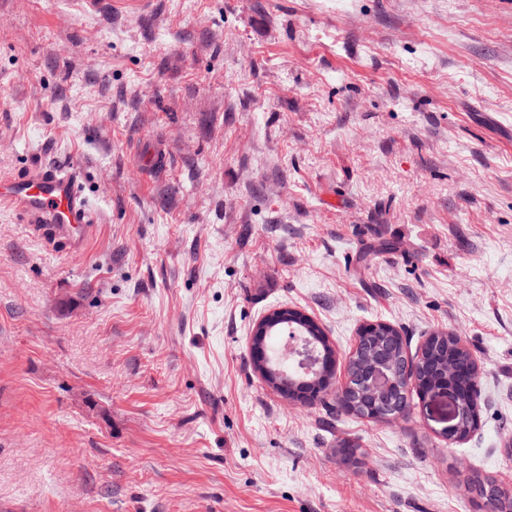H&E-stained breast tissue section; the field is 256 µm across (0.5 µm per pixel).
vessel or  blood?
<instances>
[{"label": "vessel or blood", "instance_id": "1", "mask_svg": "<svg viewBox=\"0 0 512 512\" xmlns=\"http://www.w3.org/2000/svg\"><path fill=\"white\" fill-rule=\"evenodd\" d=\"M0 201L13 204L27 223L70 247H82L93 234L94 209L69 169L36 168L20 176L0 177Z\"/></svg>", "mask_w": 512, "mask_h": 512}]
</instances>
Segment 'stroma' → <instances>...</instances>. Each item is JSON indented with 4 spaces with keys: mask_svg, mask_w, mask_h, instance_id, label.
Wrapping results in <instances>:
<instances>
[{
    "mask_svg": "<svg viewBox=\"0 0 512 512\" xmlns=\"http://www.w3.org/2000/svg\"><path fill=\"white\" fill-rule=\"evenodd\" d=\"M75 165L73 251L0 203V507L479 512L512 490V0H0V176ZM387 240L357 271L360 249ZM312 317L342 386L361 326L459 336L448 402L328 422L255 371ZM357 445L347 463L342 442Z\"/></svg>",
    "mask_w": 512,
    "mask_h": 512,
    "instance_id": "1",
    "label": "stroma"
}]
</instances>
